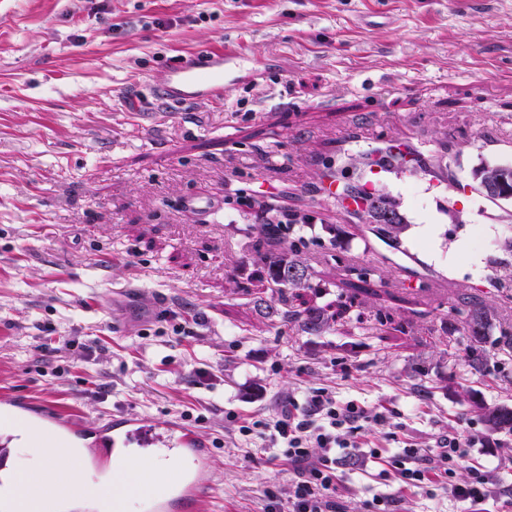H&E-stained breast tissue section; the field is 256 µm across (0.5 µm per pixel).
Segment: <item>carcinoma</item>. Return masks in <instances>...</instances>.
Instances as JSON below:
<instances>
[{
  "label": "carcinoma",
  "instance_id": "1",
  "mask_svg": "<svg viewBox=\"0 0 512 512\" xmlns=\"http://www.w3.org/2000/svg\"><path fill=\"white\" fill-rule=\"evenodd\" d=\"M477 176L484 197L494 201L500 197H512V165L490 163L483 166ZM407 223L405 218L393 213L385 223L379 225L383 235L396 239L403 232ZM309 225L302 224L293 228V224H255L252 229L258 231L266 245L280 246L287 234L297 231L302 235ZM255 281L260 285L272 283L279 288L289 290L288 307L271 309V315L277 317L283 325H296L307 333H320L329 323H338L347 318L350 305L341 301L343 294H338V300L325 304L316 301V297L307 293L312 288L308 267L296 258L284 255L265 254L258 259L255 270ZM455 313L461 324L460 333L467 338L465 348L467 366L474 375L483 374L490 360V355L484 348L489 336L487 330L491 323L490 306L481 298L465 295L459 299ZM487 424L493 429L512 432V409L507 407L488 408L483 411Z\"/></svg>",
  "mask_w": 512,
  "mask_h": 512
}]
</instances>
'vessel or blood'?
<instances>
[{
	"label": "vessel or blood",
	"mask_w": 512,
	"mask_h": 512,
	"mask_svg": "<svg viewBox=\"0 0 512 512\" xmlns=\"http://www.w3.org/2000/svg\"><path fill=\"white\" fill-rule=\"evenodd\" d=\"M239 60L236 53L224 55L201 49L196 56L174 65L159 91L176 105L223 101L224 85L233 81ZM351 145H364L372 150L370 157L357 168L359 194H347L342 178L329 171L324 172L318 188L319 196L342 214L370 218L380 203L376 189L382 188L393 175H423L428 192L448 216L454 215L461 198L478 193L476 184L449 179V162L442 157L428 160L421 152L418 139L393 138L351 126L340 130L336 150L341 153ZM32 424L78 441L89 440L92 452L84 464L104 474L110 471L111 456L124 454L129 448L154 449L190 459L189 469L168 473L163 487L146 485L138 496L146 512H204L213 487L212 454L209 443L196 430L171 421L124 415L96 429L89 437L81 424L47 409L39 401L16 394L9 403L0 404V446H13Z\"/></svg>",
	"instance_id": "obj_1"
}]
</instances>
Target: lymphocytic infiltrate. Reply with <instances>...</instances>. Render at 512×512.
I'll return each mask as SVG.
<instances>
[{"label":"lymphocytic infiltrate","instance_id":"f902f5d3","mask_svg":"<svg viewBox=\"0 0 512 512\" xmlns=\"http://www.w3.org/2000/svg\"><path fill=\"white\" fill-rule=\"evenodd\" d=\"M388 414L370 410L355 401L337 400L326 387L306 394L303 402L273 418L243 420L240 436H256L272 447L273 460L288 474V497L268 493L265 512H340L345 489L338 471L339 458L346 451H360L358 433L385 425ZM483 434H449L434 446L422 448L405 443L398 453L383 456L380 449L369 451L376 459L379 475L389 483L415 487L425 494L436 488L467 504L469 512H486V504L502 491L495 472L482 463H469L471 448L483 442ZM468 466L469 478L458 483L454 477Z\"/></svg>","mask_w":512,"mask_h":512}]
</instances>
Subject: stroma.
<instances>
[{"instance_id":"35a3bbf8","label":"stroma","mask_w":512,"mask_h":512,"mask_svg":"<svg viewBox=\"0 0 512 512\" xmlns=\"http://www.w3.org/2000/svg\"><path fill=\"white\" fill-rule=\"evenodd\" d=\"M205 47L244 58L222 102L153 94ZM348 116L448 141L453 176L469 178L476 140H512V0H0V401L23 393L88 429L123 412L182 419L212 442L238 432L226 412L280 414L327 385L392 412L362 445L391 455L394 432L427 447L481 431L472 461L512 486V434L477 410L512 408V360L470 374L454 313L472 293L495 309L492 336L512 331V280L485 265L505 226L481 221L476 198L435 223L419 179H388L386 195L432 232L404 241L459 285L440 292L427 271L404 282V257L365 250L367 222L316 198L308 158L330 154ZM199 197L208 209L188 211ZM264 208L314 217L296 247L311 284L369 270L347 323L312 336L266 316L282 294L250 280ZM45 335L71 344L40 350ZM270 454L258 439L214 449L207 512L287 498ZM340 470L344 512L377 494L397 512L465 510L351 458Z\"/></svg>"}]
</instances>
